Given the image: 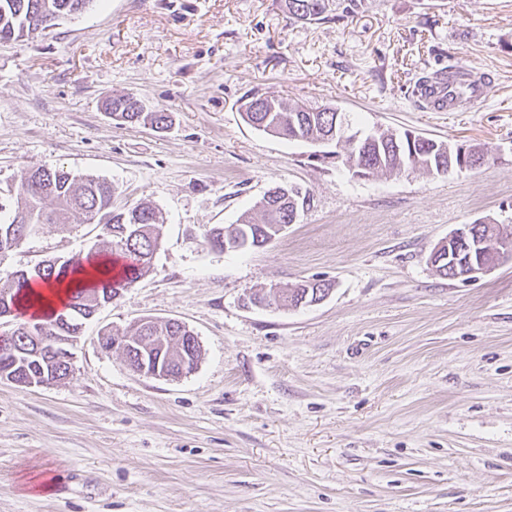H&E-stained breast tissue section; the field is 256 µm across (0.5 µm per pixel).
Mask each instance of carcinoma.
I'll return each instance as SVG.
<instances>
[{
    "label": "carcinoma",
    "instance_id": "obj_1",
    "mask_svg": "<svg viewBox=\"0 0 512 512\" xmlns=\"http://www.w3.org/2000/svg\"><path fill=\"white\" fill-rule=\"evenodd\" d=\"M90 2L92 0H0V41L50 29L59 20L83 12ZM285 4L292 17L316 21L325 19L329 0H285ZM254 101L261 103L260 111L243 113L244 120L257 129L262 127L290 141H301L336 126L334 112H305L301 106L270 101L263 96L246 98L248 104ZM106 110L117 122H143L157 129L167 127L168 123V113L147 112L137 107V99L130 96L109 100ZM431 142L432 139L418 135L414 144L409 145L393 141L389 134H380L377 141L356 150L353 166H365L370 169V175L375 176L406 170L432 174L450 163L459 165L458 157L431 151ZM115 194L116 188L104 179L74 175L62 167L45 164L28 170L8 198L0 196V243L11 239L20 244L44 229H62L77 219L100 224L102 236L106 238L102 247L66 258L44 260L31 269L0 277V317H15L18 305L30 302L26 289L32 282L56 283L96 257L122 262V269L112 279L77 289L65 312L16 322L8 351L0 353V371L20 379L42 373L48 380L56 379L57 372L67 375L69 367L45 364L33 356L36 344L29 337V330L41 328L45 336H78L94 310L121 297L149 271L161 241L163 221L149 202L124 209L114 207ZM309 204L307 194L288 199L266 196L260 202V220L245 216L227 230L213 228L205 241L222 249L224 240L239 239L253 248L256 234H261L264 242L278 237L277 227L294 223L300 210ZM126 335L144 336L147 345L165 343L166 359L161 361V368L176 376L181 374V350L169 337L187 335L182 322L153 319L136 329L129 328Z\"/></svg>",
    "mask_w": 512,
    "mask_h": 512
}]
</instances>
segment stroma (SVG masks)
<instances>
[{
	"label": "stroma",
	"mask_w": 512,
	"mask_h": 512,
	"mask_svg": "<svg viewBox=\"0 0 512 512\" xmlns=\"http://www.w3.org/2000/svg\"><path fill=\"white\" fill-rule=\"evenodd\" d=\"M451 63L489 74L486 102L422 111L418 78ZM125 94L170 126L113 121L104 103ZM249 94L489 160L357 179L248 125ZM42 164L112 181L117 205L153 203L164 236L86 322L65 382L0 380V512H512V261L467 281L428 261L459 225H512V0H364L310 22L284 0H93L0 41V191ZM283 184L311 203L279 238L206 244ZM99 233L46 229L0 276ZM312 280L333 284L319 304L249 301ZM144 317L193 330V372L141 375L101 347Z\"/></svg>",
	"instance_id": "stroma-1"
}]
</instances>
